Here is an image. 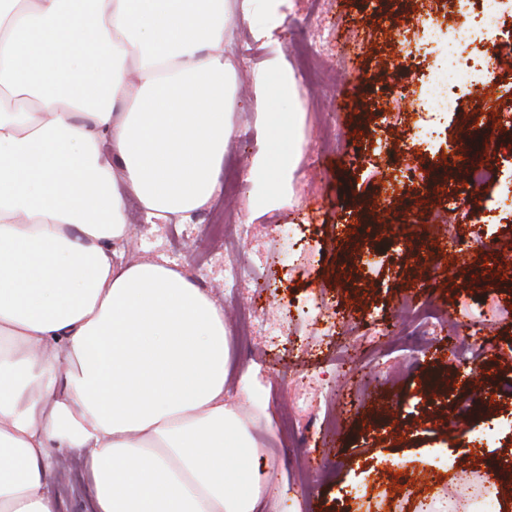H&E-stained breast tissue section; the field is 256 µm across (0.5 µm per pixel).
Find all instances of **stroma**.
<instances>
[{"instance_id":"35a3bbf8","label":"stroma","mask_w":512,"mask_h":512,"mask_svg":"<svg viewBox=\"0 0 512 512\" xmlns=\"http://www.w3.org/2000/svg\"><path fill=\"white\" fill-rule=\"evenodd\" d=\"M313 0H293L278 42L254 41L250 24L231 27L224 55L236 71L234 131L222 173L242 180L245 191L225 206L223 189L186 220L155 223L136 199L126 201L129 246L116 260L130 263L164 257L196 277L218 305L281 314L279 336L243 343L234 317H227L231 367L254 400L265 404L276 425L266 455L289 488L282 512H413L418 502L447 512L449 498L463 494L459 469L425 471L423 462L455 452L473 484L496 477L512 457V438L473 440L487 418L512 412V169L477 193L474 207L444 214L448 192L465 198L466 169L434 178L447 163L449 144L480 140L492 154H512V68L499 65V38L464 47V58H482L480 78L459 86L457 111L437 113L426 96L430 77L442 66L436 46L406 52L390 29V7L401 24L415 25L425 0H325L323 23L334 36L322 56L338 68L335 87L303 89L300 102L271 94L265 115L253 104V73L264 70L269 86L280 72L298 70L295 43ZM338 137L325 148L323 130ZM298 158L288 195L248 176L259 153ZM413 157L420 174L416 193L397 182L398 155ZM447 222H440V215ZM214 224H249L232 250L241 267L234 287L224 285L217 261L223 241ZM301 225L289 245L286 228ZM470 242L453 258L452 238ZM452 310L454 330L437 329L426 343H413L407 367L395 369L384 337L367 340L362 318L376 310L380 325L404 330L399 306L412 293ZM319 305L340 313L345 327L322 336L307 312ZM311 386L303 439L281 429L295 388ZM61 461L53 475L60 512H93L90 485L80 453L51 448Z\"/></svg>"}]
</instances>
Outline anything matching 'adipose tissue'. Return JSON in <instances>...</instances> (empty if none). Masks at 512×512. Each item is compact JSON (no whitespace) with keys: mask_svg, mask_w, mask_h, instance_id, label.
Wrapping results in <instances>:
<instances>
[{"mask_svg":"<svg viewBox=\"0 0 512 512\" xmlns=\"http://www.w3.org/2000/svg\"><path fill=\"white\" fill-rule=\"evenodd\" d=\"M290 6L0 0V512H59L51 443L85 451L97 512H279L254 435L269 415L228 378L223 313L111 245L124 193L160 220L212 196L233 133L224 32L258 7L251 34L273 41Z\"/></svg>","mask_w":512,"mask_h":512,"instance_id":"adipose-tissue-1","label":"adipose tissue"}]
</instances>
